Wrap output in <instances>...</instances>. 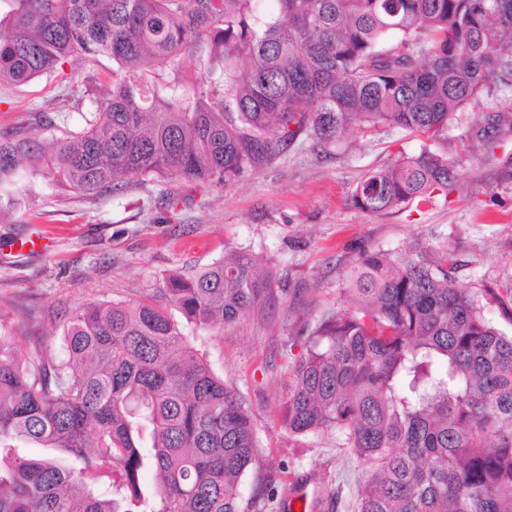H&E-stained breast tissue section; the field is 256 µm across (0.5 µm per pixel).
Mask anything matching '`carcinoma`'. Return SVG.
Segmentation results:
<instances>
[{
	"instance_id": "cac0c4a2",
	"label": "carcinoma",
	"mask_w": 512,
	"mask_h": 512,
	"mask_svg": "<svg viewBox=\"0 0 512 512\" xmlns=\"http://www.w3.org/2000/svg\"><path fill=\"white\" fill-rule=\"evenodd\" d=\"M0 83L112 61L55 150L0 131V189L29 163L79 195L128 179L218 185L354 128L430 138L482 98L512 104V0H0ZM196 53V74L186 55ZM456 179L423 145L351 192L381 214ZM446 248L358 251L336 306L303 326L283 424L335 433L363 465L357 512H512V332L456 284ZM152 301L76 309L64 358L0 323V512H264L257 427L185 324L233 325L284 289L254 253L165 281ZM25 440L60 453L30 458ZM154 471L152 487L142 484Z\"/></svg>"
}]
</instances>
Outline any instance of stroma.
I'll return each instance as SVG.
<instances>
[{
  "instance_id": "1",
  "label": "stroma",
  "mask_w": 512,
  "mask_h": 512,
  "mask_svg": "<svg viewBox=\"0 0 512 512\" xmlns=\"http://www.w3.org/2000/svg\"><path fill=\"white\" fill-rule=\"evenodd\" d=\"M66 79L43 77L28 86L0 85V130L42 137L48 122L75 127L90 105L85 81L112 84V62L94 70L65 65ZM486 101L457 114L431 143L405 131L362 136L349 132L330 152L291 147L268 166L228 185L131 180L120 191L79 198L55 186L48 172L23 176L12 188L17 205L0 199V321H24L46 356H60L61 325L76 308L98 301L153 300L169 273L188 274L215 259L249 250L263 257L280 283L299 285L276 307L238 324L190 330L212 369L243 397L256 417L260 470L248 476L275 484L268 512H288L293 483L308 499L335 492L334 512H355L362 466L335 434L289 437L280 405L288 366L301 345L294 338L339 299L345 267L363 248L411 243L448 247L460 263L459 286L479 293L512 280V136L487 150ZM447 153L459 176L447 195L369 214L348 201L364 172L390 164L422 145Z\"/></svg>"
}]
</instances>
